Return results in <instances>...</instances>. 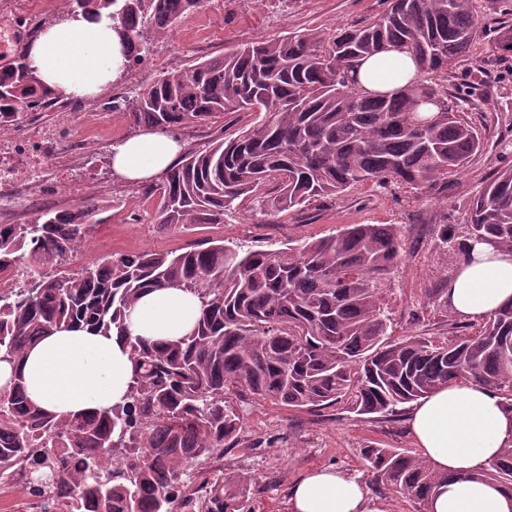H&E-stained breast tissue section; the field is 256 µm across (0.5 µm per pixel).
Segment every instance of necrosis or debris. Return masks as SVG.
Here are the masks:
<instances>
[{
	"label": "necrosis or debris",
	"mask_w": 512,
	"mask_h": 512,
	"mask_svg": "<svg viewBox=\"0 0 512 512\" xmlns=\"http://www.w3.org/2000/svg\"><path fill=\"white\" fill-rule=\"evenodd\" d=\"M82 104L44 102L24 114L22 121L0 130V214L23 210L30 196L54 188L80 194L87 182L85 158L94 145L79 139L60 113L79 116ZM0 503L11 512H96L95 505L76 497L65 484L34 492L27 470L15 464L8 480L0 482Z\"/></svg>",
	"instance_id": "obj_1"
}]
</instances>
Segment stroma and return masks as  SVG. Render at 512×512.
<instances>
[{"label":"stroma","instance_id":"1","mask_svg":"<svg viewBox=\"0 0 512 512\" xmlns=\"http://www.w3.org/2000/svg\"><path fill=\"white\" fill-rule=\"evenodd\" d=\"M387 6V0H206L202 8L183 15L167 36H151L149 60L86 102L85 109L94 113L95 121L78 125L77 133L95 144L93 166H110L113 145L136 130L123 113L104 111V104L112 98L195 61L221 56L226 48L274 40L291 31L330 35L344 26L373 21ZM69 11V0H0V15L20 14L30 22L44 17L55 23ZM446 85L449 90L468 93L462 116L482 133L484 149L449 181L444 196L410 185L367 183L272 216L247 200L223 223L162 231L155 223L160 203L156 181L107 183L93 177L83 194L57 190L48 201L32 206L24 220L29 223L51 209L95 202L103 223L87 248L74 257L76 268L94 257L141 250L180 253L220 239L278 252L289 242L328 236L347 224H397L406 251L384 296L392 317L391 339L418 335L447 341L469 335L474 323L451 325L439 312L443 288L459 258L442 247L437 227L454 224L457 240H464L474 195L494 173L512 167V54L500 58L493 45L481 42L472 56L449 73ZM255 119L252 112L227 114L180 130L179 135L186 148L198 149ZM237 409L243 432L239 445L224 451V471L253 476L250 504L255 512H290L289 492L310 470L339 466L363 475L359 450L367 442L386 448H416L403 415L364 420L340 404L310 412L251 399L238 402Z\"/></svg>","mask_w":512,"mask_h":512}]
</instances>
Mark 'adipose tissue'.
Wrapping results in <instances>:
<instances>
[{
  "label": "adipose tissue",
  "mask_w": 512,
  "mask_h": 512,
  "mask_svg": "<svg viewBox=\"0 0 512 512\" xmlns=\"http://www.w3.org/2000/svg\"><path fill=\"white\" fill-rule=\"evenodd\" d=\"M27 62L48 91L94 100L126 70L124 43L107 17L81 13L46 28L26 50ZM369 92L393 93L417 76L414 60L394 48L358 61L353 72ZM172 133L142 129L112 148V175L123 181L162 176L179 159ZM471 261L458 266L445 298L455 315L480 322L512 303V252L489 242L469 245ZM200 315L198 297L178 288L144 293L126 320L127 336L87 327L55 331L21 362H0V387L21 380L29 399L46 413L101 412L124 404L134 363L126 343L136 336L172 343L187 336ZM409 431L424 458L449 475L431 512H512V496L474 474L512 441V407L479 383L454 385L419 399ZM290 512H384L362 481L347 470L318 468L299 478Z\"/></svg>",
  "instance_id": "1"
}]
</instances>
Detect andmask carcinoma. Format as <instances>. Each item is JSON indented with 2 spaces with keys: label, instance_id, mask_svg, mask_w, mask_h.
<instances>
[{
  "label": "carcinoma",
  "instance_id": "obj_1",
  "mask_svg": "<svg viewBox=\"0 0 512 512\" xmlns=\"http://www.w3.org/2000/svg\"><path fill=\"white\" fill-rule=\"evenodd\" d=\"M204 0H76L84 14L112 19L128 41V63L144 62L145 30L165 35ZM475 0H389L377 20L332 36L310 30L244 44L167 72L112 99L136 125L180 130L228 112H262L239 134L184 154L160 184L164 230L222 224L250 198L281 213L347 187L396 181L448 190L481 151L482 134L448 106L443 81L485 37ZM400 47L426 74L391 95L354 85L361 58ZM44 91L22 55L0 68V123L28 112ZM438 112L428 118L422 106ZM100 208L46 212L32 224H0V273L24 264L21 287L0 296V362L61 327L126 333L143 291L175 287L201 302L193 331L172 344L128 340L135 373L129 400L57 418L17 380L0 388V473L20 459L37 482L68 483L97 512H253L251 478L190 484L193 465L239 442L233 399L320 411L341 401L357 415L388 418L451 384L478 382L512 406V304L472 335L436 343L387 337L383 306L390 271L405 251L396 224H349L280 252L219 240L183 253L141 251L71 260L100 225ZM437 237L466 255L468 241L512 250V169L475 195L466 241L439 225ZM58 445L81 457L42 449ZM378 490L429 512L448 474L405 448L360 449ZM512 493V441L475 473Z\"/></svg>",
  "mask_w": 512,
  "mask_h": 512
}]
</instances>
